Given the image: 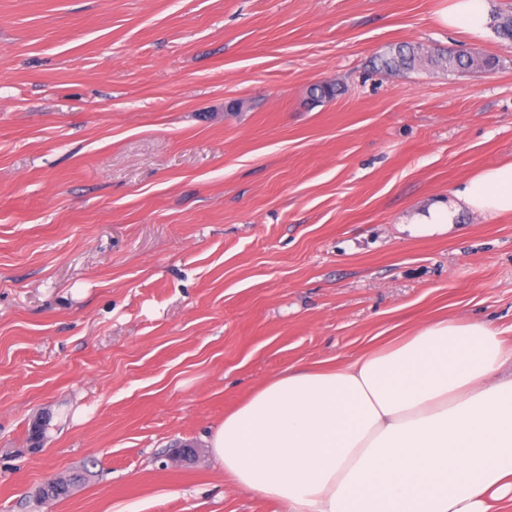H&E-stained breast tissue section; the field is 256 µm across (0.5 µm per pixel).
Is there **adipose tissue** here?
Listing matches in <instances>:
<instances>
[{
	"label": "adipose tissue",
	"instance_id": "1",
	"mask_svg": "<svg viewBox=\"0 0 512 512\" xmlns=\"http://www.w3.org/2000/svg\"><path fill=\"white\" fill-rule=\"evenodd\" d=\"M442 26L480 36L489 0H444ZM459 209L512 213V162L485 168ZM232 486L284 512H501L512 503V342L479 321L438 320L333 367L291 366L215 427Z\"/></svg>",
	"mask_w": 512,
	"mask_h": 512
}]
</instances>
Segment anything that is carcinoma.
I'll use <instances>...</instances> for the list:
<instances>
[{
	"label": "carcinoma",
	"instance_id": "cac0c4a2",
	"mask_svg": "<svg viewBox=\"0 0 512 512\" xmlns=\"http://www.w3.org/2000/svg\"><path fill=\"white\" fill-rule=\"evenodd\" d=\"M493 27L498 35L512 42V10L498 11L492 16ZM381 70L391 74H404L421 67L432 66L448 72L490 71L499 65V59L493 56H479L472 52H444L439 49H426L421 44L404 43L389 47L377 57ZM344 92L335 82L320 81L307 90V100L311 104L331 101ZM77 476L58 477L54 483L42 484L35 490V496L41 501L57 500L66 497Z\"/></svg>",
	"mask_w": 512,
	"mask_h": 512
}]
</instances>
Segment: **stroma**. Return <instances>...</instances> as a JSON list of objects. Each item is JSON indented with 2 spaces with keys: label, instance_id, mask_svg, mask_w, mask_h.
Masks as SVG:
<instances>
[{
  "label": "stroma",
  "instance_id": "obj_1",
  "mask_svg": "<svg viewBox=\"0 0 512 512\" xmlns=\"http://www.w3.org/2000/svg\"><path fill=\"white\" fill-rule=\"evenodd\" d=\"M441 4L0 0V512H281L208 446L258 386L512 329V215L414 221L512 161V45ZM402 42L499 65L374 68ZM344 92L342 86L330 81H320L312 84L307 90V100L310 104L331 101ZM77 479L76 475L68 478L56 477L54 483L42 484L35 490V496L41 501L57 500L66 497Z\"/></svg>",
  "mask_w": 512,
  "mask_h": 512
}]
</instances>
